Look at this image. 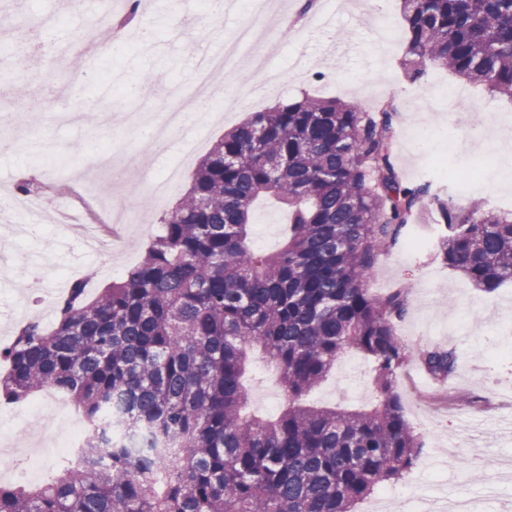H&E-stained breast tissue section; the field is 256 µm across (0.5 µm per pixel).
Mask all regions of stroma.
Returning a JSON list of instances; mask_svg holds the SVG:
<instances>
[{
	"instance_id": "stroma-1",
	"label": "stroma",
	"mask_w": 512,
	"mask_h": 512,
	"mask_svg": "<svg viewBox=\"0 0 512 512\" xmlns=\"http://www.w3.org/2000/svg\"><path fill=\"white\" fill-rule=\"evenodd\" d=\"M330 13L326 30H317L304 12L305 2ZM22 5L27 13L53 12L54 27L41 30L47 45L66 44L78 39L83 23L80 17L59 12L55 0H0V11ZM289 11L298 12L300 21L292 28L269 22L266 40L270 48L269 66L281 71V85L266 87L249 103L228 94L239 79V70L221 72L216 85L225 87L217 105L224 119L210 122L204 138L192 154L179 192L190 186L199 160L224 132L241 122L248 113L303 96L354 101L369 109L382 101H404L415 94L424 102L437 84L463 89V96L443 101L431 111L425 138L415 141L406 133L407 113H400L394 140L396 164L408 183L428 181L440 199L453 194L442 169L452 163L460 171L507 164L508 152L490 154L479 142L463 151L451 150V143L462 140L467 131L461 117L474 112L497 114L494 132L507 135L512 130V100L489 93L483 87L458 78L448 70L427 66L420 82H410L401 67L407 35L401 15V0H388L384 17H376L358 0H287ZM189 21L174 28L172 19L151 17L154 37L144 43L126 38L120 50L110 48L96 53L84 66L85 78L73 82L67 67L45 70L39 57H31L27 69L17 67L14 56L24 45L0 56V89L7 100H16L17 87L35 93L43 75L51 83L44 92L45 105L36 114L23 136L0 127V189L15 188L23 178L44 183L47 198H55L72 175L89 167L95 152L112 149L134 157L128 173L132 196L143 202L151 221L134 225L126 233L120 251L108 254L90 252L80 238L59 224L46 222L34 233L22 231L26 217L12 208H0V348L12 342L20 323L19 308L38 316L40 307H53L58 296L76 279H87L90 292H97L115 280L117 272L138 264L158 229L156 219L163 211L147 188L140 184L143 173L160 171L183 147L182 136L171 137L156 152L144 150L138 137L131 135L120 120L125 111L124 97L138 84L142 73L163 74V82L153 84L155 123L166 107L161 94L166 86L188 83L187 63L200 47L224 36L232 40L236 30L249 19L248 4L241 0L236 14L213 24L204 7L188 6ZM434 204H425L409 221V235L423 239L421 249L412 251L399 245L381 253L368 277L372 293L384 294L398 287L408 289L409 313L397 333L409 352L431 345L457 348L460 368L444 387H435L415 361L397 370L394 390L399 395L411 431L423 448L411 472L389 481L354 508V512H427L436 498H464L471 512H512V480L498 482L494 494H487L483 475L490 461L512 456V438L505 429L512 423V357L487 359L482 355L484 338L501 316L512 311V283L487 293L474 288L459 272L453 271L437 255L432 230ZM285 216L273 203L255 208L249 226L250 249L267 254L280 244L285 233ZM40 307H32V300ZM249 368L243 383L250 393L248 412L272 420L287 408L288 400L277 391L278 383L267 366L262 350L249 354ZM371 363L359 352L346 351L337 360L327 380L308 396V403L368 410L376 404ZM16 414L0 420V447L34 442L49 447V454H18V464H33L42 478L56 476L62 452L57 441L67 426L54 414L52 403L42 412L30 411L27 403L16 406Z\"/></svg>"
}]
</instances>
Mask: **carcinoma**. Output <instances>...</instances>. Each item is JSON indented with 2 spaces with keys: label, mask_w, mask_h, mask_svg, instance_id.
<instances>
[{
  "label": "carcinoma",
  "mask_w": 512,
  "mask_h": 512,
  "mask_svg": "<svg viewBox=\"0 0 512 512\" xmlns=\"http://www.w3.org/2000/svg\"><path fill=\"white\" fill-rule=\"evenodd\" d=\"M403 16L412 81L429 61L512 99V0H403ZM396 114L392 103L369 111L309 96L253 113L200 161L124 280L93 297L77 280L52 329L18 328L0 353V403L55 389L87 432L60 478L0 484V512H351L412 469L422 444L394 391L408 298L366 287L378 254L430 196V183L409 186L394 166ZM264 194L288 209L272 255L247 244ZM434 202L442 260L487 293L511 282L512 211ZM254 345L288 398L270 423L242 416ZM347 349L372 361L378 404H305ZM418 359L436 384L457 373L454 347ZM115 425L149 433L150 446L131 455Z\"/></svg>",
  "instance_id": "1"
}]
</instances>
